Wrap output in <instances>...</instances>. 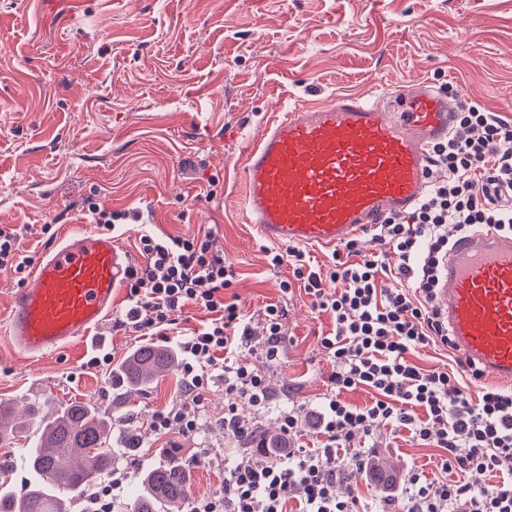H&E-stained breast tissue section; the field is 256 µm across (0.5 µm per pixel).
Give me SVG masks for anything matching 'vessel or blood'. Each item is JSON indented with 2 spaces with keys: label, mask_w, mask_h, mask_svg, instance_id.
Wrapping results in <instances>:
<instances>
[{
  "label": "vessel or blood",
  "mask_w": 512,
  "mask_h": 512,
  "mask_svg": "<svg viewBox=\"0 0 512 512\" xmlns=\"http://www.w3.org/2000/svg\"><path fill=\"white\" fill-rule=\"evenodd\" d=\"M457 110L424 83L284 107L244 152L250 223L272 242L332 247L412 209L432 187L431 148L454 131ZM125 268L111 235L66 236L12 302L14 348L34 359L89 336L111 314ZM436 298L453 350L511 385L512 235L482 224L458 238Z\"/></svg>",
  "instance_id": "1"
}]
</instances>
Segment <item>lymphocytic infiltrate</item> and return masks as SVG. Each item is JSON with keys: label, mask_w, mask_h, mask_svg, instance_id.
I'll return each mask as SVG.
<instances>
[{"label": "lymphocytic infiltrate", "mask_w": 512, "mask_h": 512, "mask_svg": "<svg viewBox=\"0 0 512 512\" xmlns=\"http://www.w3.org/2000/svg\"><path fill=\"white\" fill-rule=\"evenodd\" d=\"M458 130L433 147L432 163L445 180L410 212L388 216L373 230L383 254L362 255L354 238L334 253L326 270L312 266L305 251L272 252L274 266L289 264L283 296L303 288L315 309L330 314L331 331L317 346L332 365L320 410L282 411L283 437L305 425L319 430L316 448H272L238 413L240 400L270 401L266 370L277 363L284 339L286 305L267 304L257 316L243 313L230 288L235 270L212 249L210 234L158 238L141 235L142 264L123 280L128 306L114 327L143 336L175 332L186 307L204 313L201 326L181 338L183 402L155 413L160 436L187 435L197 428V408L214 379L224 381V433L240 447L224 461V495L200 500L191 512H512V391L487 387L470 402L455 373L424 369L410 360L417 349L448 345V332L434 305L436 271L454 239L478 224L512 234V121L480 105L460 107ZM394 265H387V256ZM389 273L393 284L380 285ZM251 350L250 361L239 359ZM372 390L363 407L342 400L343 392ZM407 430L419 445L441 449L435 476L410 466L398 478H380L369 460L347 449L356 434L376 427ZM494 477L490 486L473 475ZM379 481L380 494L367 502L356 482ZM351 484L349 494L337 483Z\"/></svg>", "instance_id": "f902f5d3"}]
</instances>
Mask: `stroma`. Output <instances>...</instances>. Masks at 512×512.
<instances>
[{
    "label": "stroma",
    "mask_w": 512,
    "mask_h": 512,
    "mask_svg": "<svg viewBox=\"0 0 512 512\" xmlns=\"http://www.w3.org/2000/svg\"><path fill=\"white\" fill-rule=\"evenodd\" d=\"M423 81L512 121V0H0V228L26 226L25 254L39 260L71 229L90 226L85 203L140 208L144 221L114 231L129 263L139 237L210 233L236 272L243 309L286 302L281 359L267 370L270 402H241L265 436L285 407L310 408L332 365L316 346L332 327L303 289L282 299L288 266L269 263L268 241L248 224L241 171L246 146L288 103L339 91L379 92ZM51 234H44V225ZM104 345L74 342L34 360L0 337V402L22 411L39 400L54 412L92 403L120 416L113 458L128 471L162 464L179 444L194 498L224 490V384L216 382L191 435L157 436L153 415L179 403V368L143 390L112 386L121 362L144 344L104 324ZM136 427L139 456L123 452ZM380 463L437 472L440 451L407 432H376Z\"/></svg>",
    "instance_id": "1"
}]
</instances>
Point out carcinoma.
<instances>
[{
  "label": "carcinoma",
  "instance_id": "obj_1",
  "mask_svg": "<svg viewBox=\"0 0 512 512\" xmlns=\"http://www.w3.org/2000/svg\"><path fill=\"white\" fill-rule=\"evenodd\" d=\"M177 353L142 345L115 370L124 389L149 385L171 369ZM24 420L6 424L0 418V446L14 438L16 428L31 430L30 447L23 449L25 467L32 476L20 497L0 494V512H70L112 464V417L83 402L65 405L52 415L43 414L40 403L24 406ZM136 484L145 489L129 501L128 512H165L169 505H183L192 498L190 466L178 458L143 469Z\"/></svg>",
  "mask_w": 512,
  "mask_h": 512
}]
</instances>
